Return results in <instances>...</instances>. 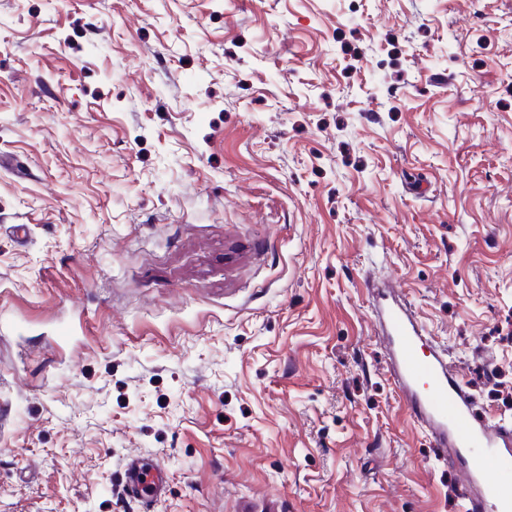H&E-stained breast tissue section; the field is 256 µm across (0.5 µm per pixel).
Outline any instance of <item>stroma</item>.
Masks as SVG:
<instances>
[{
	"mask_svg": "<svg viewBox=\"0 0 512 512\" xmlns=\"http://www.w3.org/2000/svg\"><path fill=\"white\" fill-rule=\"evenodd\" d=\"M388 286L512 425V0H0V512H463ZM164 475L165 468L160 462L131 455L124 465V492L130 499L139 501L145 510L153 511L165 497Z\"/></svg>",
	"mask_w": 512,
	"mask_h": 512,
	"instance_id": "obj_1",
	"label": "stroma"
}]
</instances>
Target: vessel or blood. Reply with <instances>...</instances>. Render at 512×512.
Returning a JSON list of instances; mask_svg holds the SVG:
<instances>
[{"label":"vessel or blood","instance_id":"vessel-or-blood-1","mask_svg":"<svg viewBox=\"0 0 512 512\" xmlns=\"http://www.w3.org/2000/svg\"><path fill=\"white\" fill-rule=\"evenodd\" d=\"M385 335L397 356V382L411 413L428 429L435 448L449 452L454 466L476 490L465 512H512V426L479 418L459 375L439 353H424L422 327L407 309H385ZM124 492L153 512L166 493L165 468L157 461L129 456Z\"/></svg>","mask_w":512,"mask_h":512}]
</instances>
